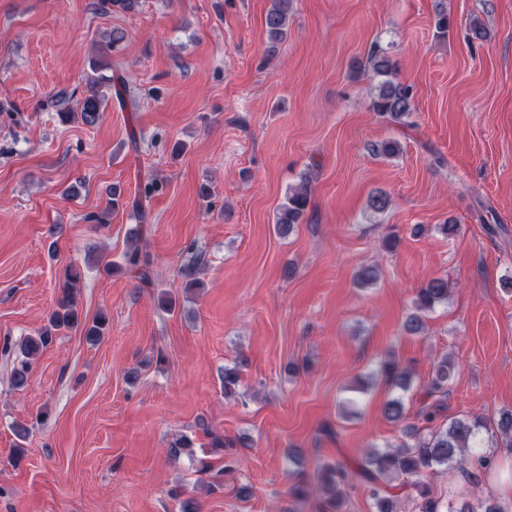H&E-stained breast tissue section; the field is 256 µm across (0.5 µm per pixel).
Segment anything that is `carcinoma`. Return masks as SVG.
I'll return each mask as SVG.
<instances>
[{
  "instance_id": "obj_1",
  "label": "carcinoma",
  "mask_w": 512,
  "mask_h": 512,
  "mask_svg": "<svg viewBox=\"0 0 512 512\" xmlns=\"http://www.w3.org/2000/svg\"><path fill=\"white\" fill-rule=\"evenodd\" d=\"M291 0H272V6L265 17L268 35L266 52L276 53L279 43L288 35V13ZM367 68L379 79L377 92L370 100V109L392 122L401 123L414 112L412 88L395 80L396 63L385 49L373 46L367 56ZM107 101L104 93L95 90L82 101L80 117L84 124L94 125L102 118V107ZM310 204L309 181L304 179L288 192L287 202L279 208L275 224L279 233L285 235L301 222ZM143 232L136 230L129 238L124 254L126 269L137 274L145 285L151 284V256L142 246ZM81 280L79 268L70 265L60 283V296L49 317V324L37 334L25 337L20 343L21 358L17 359L11 371L12 385L24 388L31 377L32 360L53 342V335L63 329H70L80 322L76 305L77 288ZM448 302V282L433 278L418 290L414 300V313L404 323V330L415 335L422 331L421 313L433 310ZM106 316L101 315L85 328L89 343H97L106 329ZM380 374L395 389L407 391L410 386L408 373L389 355L380 363ZM454 365L443 356L433 365L431 378L424 390L427 402L420 407L417 418L422 422H433L444 409L448 395V383L454 377ZM385 417L394 423L407 419L403 396L389 399L384 406ZM487 424L478 417H460L448 421L444 428L422 434L415 424L403 427L409 442L395 448L374 447L353 461H324L317 465L314 475V490L320 495L327 512H343L346 504V490L361 488L373 502L376 512H394L401 493L414 495L419 512H506L495 499L473 504L460 500L454 504L442 503L428 481V475L439 470H451L464 463V457L472 456L484 469L497 467V458L484 452ZM170 458L177 460L182 455L193 454L192 441L181 436L167 448Z\"/></svg>"
}]
</instances>
